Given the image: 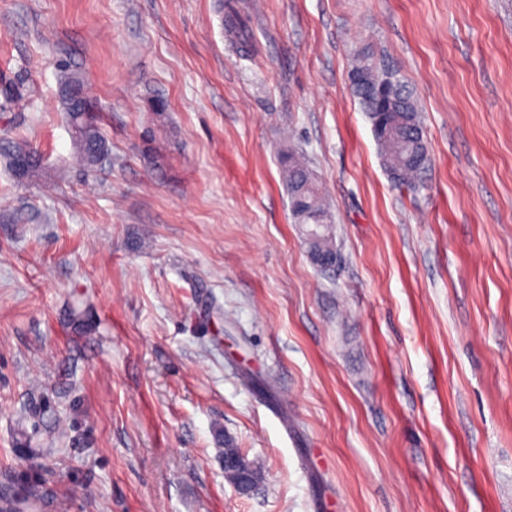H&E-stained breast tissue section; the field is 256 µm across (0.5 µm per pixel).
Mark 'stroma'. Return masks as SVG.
<instances>
[{
    "instance_id": "obj_1",
    "label": "stroma",
    "mask_w": 512,
    "mask_h": 512,
    "mask_svg": "<svg viewBox=\"0 0 512 512\" xmlns=\"http://www.w3.org/2000/svg\"><path fill=\"white\" fill-rule=\"evenodd\" d=\"M362 46L418 99L417 191L352 94ZM65 65L110 148L89 173ZM4 475L68 512H512V0H0ZM288 190L292 215L296 224H313L309 233V248L320 246L328 250L329 242L318 229L332 218L321 193L319 183L302 154L291 152L282 170ZM237 448L224 449V474L233 472L235 479H231L230 483L233 484L238 490L247 491L256 482V477L249 465L246 463L243 455L238 453V457L229 458L227 455L237 454ZM255 472V471H254ZM257 475V473L255 472Z\"/></svg>"
}]
</instances>
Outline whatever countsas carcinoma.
<instances>
[{
    "mask_svg": "<svg viewBox=\"0 0 512 512\" xmlns=\"http://www.w3.org/2000/svg\"><path fill=\"white\" fill-rule=\"evenodd\" d=\"M384 71L389 72L394 85L393 95L387 102L370 100L357 87L352 88V91L371 125H377L381 118L385 121L377 141L384 165L395 174V183L400 187L414 189L422 179L427 160H409V156L418 149L420 131L418 106L412 89L397 70L387 66L383 59L376 57L368 48L357 54L350 74L376 78ZM60 84L66 90V96L63 97L64 112L76 135L80 162L87 168L98 166L108 157L109 148L93 117L92 102L83 92L84 85L77 74L61 71ZM8 158L11 163L17 159L26 160V176L41 165V156L23 145L10 146ZM282 177L288 190L295 222L315 226L309 233V247L328 248V239L319 228L320 224L330 220L331 214L306 158L301 154L290 153L284 164ZM45 502L46 491L40 485H0V512H43Z\"/></svg>",
    "mask_w": 512,
    "mask_h": 512,
    "instance_id": "obj_1",
    "label": "carcinoma"
}]
</instances>
